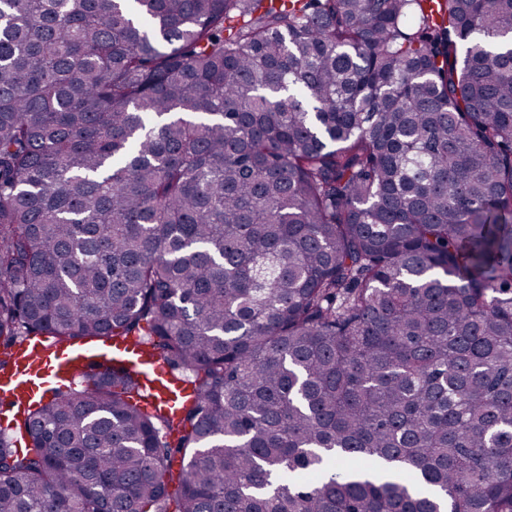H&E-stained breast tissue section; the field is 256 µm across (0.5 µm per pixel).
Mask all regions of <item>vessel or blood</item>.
I'll return each instance as SVG.
<instances>
[{
  "mask_svg": "<svg viewBox=\"0 0 512 512\" xmlns=\"http://www.w3.org/2000/svg\"><path fill=\"white\" fill-rule=\"evenodd\" d=\"M102 354L108 358H123L134 368L146 371L152 377L153 382L146 395L147 404L161 401L172 405L181 397V389L169 385V375L165 366L159 361L145 357L139 346L131 343L109 344L103 348ZM92 357L93 354L89 351L54 346L51 336L36 337L27 343L8 367L0 370V396H41L56 379H74Z\"/></svg>",
  "mask_w": 512,
  "mask_h": 512,
  "instance_id": "vessel-or-blood-1",
  "label": "vessel or blood"
}]
</instances>
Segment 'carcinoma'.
Here are the masks:
<instances>
[{
  "instance_id": "carcinoma-1",
  "label": "carcinoma",
  "mask_w": 512,
  "mask_h": 512,
  "mask_svg": "<svg viewBox=\"0 0 512 512\" xmlns=\"http://www.w3.org/2000/svg\"><path fill=\"white\" fill-rule=\"evenodd\" d=\"M45 334L188 393L25 401L0 512H512V0H0V365Z\"/></svg>"
}]
</instances>
